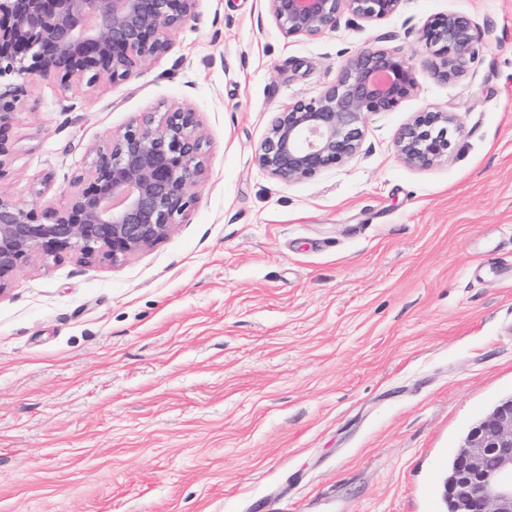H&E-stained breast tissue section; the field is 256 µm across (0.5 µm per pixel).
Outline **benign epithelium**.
Instances as JSON below:
<instances>
[{"label": "benign epithelium", "mask_w": 512, "mask_h": 512, "mask_svg": "<svg viewBox=\"0 0 512 512\" xmlns=\"http://www.w3.org/2000/svg\"><path fill=\"white\" fill-rule=\"evenodd\" d=\"M197 0H0V173L23 86L54 75L77 87L124 81L170 48V34L195 17ZM287 37H314L343 13L379 21L401 0H265ZM475 27L460 14L427 22L420 42L440 58L446 80L463 72ZM416 88L412 58L366 46L348 58L319 97L284 108L256 161L271 178H315L359 150L366 117L393 110ZM451 112H419L395 147L408 166L426 168L448 154ZM206 136L191 109L144 112L92 147L88 170L60 208L38 209L0 196V295L39 253L94 264L125 261L167 239L196 200L206 176ZM451 491L460 512H512V400L486 414L456 454Z\"/></svg>", "instance_id": "benign-epithelium-1"}]
</instances>
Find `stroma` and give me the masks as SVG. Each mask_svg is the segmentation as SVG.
Here are the masks:
<instances>
[{"instance_id":"35a3bbf8","label":"stroma","mask_w":512,"mask_h":512,"mask_svg":"<svg viewBox=\"0 0 512 512\" xmlns=\"http://www.w3.org/2000/svg\"><path fill=\"white\" fill-rule=\"evenodd\" d=\"M480 32L444 81L432 17ZM139 76L27 85L0 196L65 205L92 147L191 108L197 201L117 264L37 256L0 295V512H443L430 488L463 432L512 396V0H402L286 37L264 0H197ZM416 88L359 152L284 184L255 161L276 113L364 46ZM454 113L428 168L395 150ZM455 123L451 112H419L399 132L395 147L399 158L408 166L426 168L447 156L451 146L449 126Z\"/></svg>"}]
</instances>
